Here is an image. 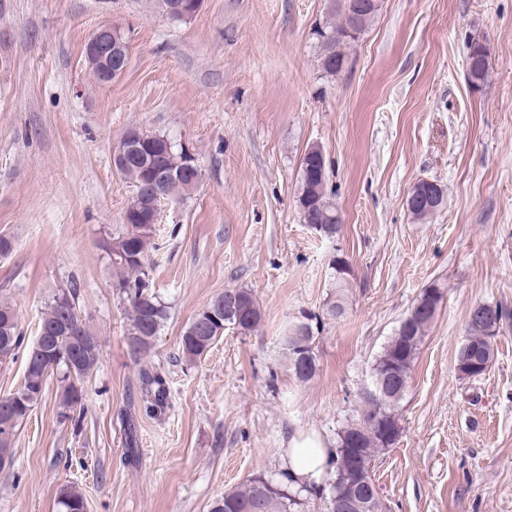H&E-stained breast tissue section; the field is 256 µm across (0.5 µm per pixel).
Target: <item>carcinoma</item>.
Returning <instances> with one entry per match:
<instances>
[{"mask_svg": "<svg viewBox=\"0 0 512 512\" xmlns=\"http://www.w3.org/2000/svg\"><path fill=\"white\" fill-rule=\"evenodd\" d=\"M350 0H331L329 19L316 31L322 52L329 53L322 69L329 75L341 72L347 62L346 48L355 43L379 9L360 14L354 34L347 31L350 17ZM180 151L159 149L152 159V166L170 170L178 167ZM135 187V194L125 211L126 231L116 238L103 240V250L112 256L128 245L135 248V259L111 262L115 287L128 304L129 328L127 338L132 353L139 358L148 353L161 327L168 318L167 306L149 288L147 264L149 252L155 248V227L138 222L137 215L149 210L156 198L146 193L150 183L141 170L133 164L122 171ZM328 175L317 179L299 178L298 207L303 222L318 224L322 235L335 236L340 230V218L335 203L326 192ZM199 182L197 172L182 171L180 183L171 186L169 193H188ZM444 200L430 197L429 202L416 209H409L417 220H424L443 206ZM241 314L233 328L240 333L254 331L260 323L258 301L248 290L239 289ZM422 302L414 303L401 320L394 335L383 347L373 364L372 389L366 393L364 408L359 419L347 422L337 432L336 446L331 449L329 488L296 486L289 473L282 471V479L254 475L242 487L224 493V498L213 507V512H305L308 501L324 500V512H331L329 505L335 491H340L351 501L361 502L375 485L372 461L376 455L392 446L399 435L400 426L395 407L403 398L411 372L426 330L436 317L441 294L436 289H426L421 294ZM474 310L480 315H471L466 324L467 336L457 357V370L461 378L478 381L487 372L495 358L493 342L488 337L496 335L501 322L508 319L506 308L497 305L479 304ZM304 322L288 327L284 344L288 350L289 368L300 381L311 379L316 372L314 342L316 336L310 322L320 321L313 315L303 316ZM37 338L41 351L31 346L26 355L23 383L17 393L23 394L18 409H3V405L15 401L14 394L0 396V461L12 462V444L17 431L27 419L35 405L44 396L48 379L61 375L59 406L64 417L74 423L80 422L84 413L83 393L80 384L96 367L99 360L97 337L78 307L77 285L55 294L42 313ZM221 338L215 331L197 334L194 324H189L181 338L182 353L188 360L208 353ZM23 335L18 327L15 310L0 302V347L18 350ZM77 357L76 382H71L67 360ZM139 380L144 392L143 408L148 416L162 412L167 404L168 389L163 378L147 368L140 370Z\"/></svg>", "mask_w": 512, "mask_h": 512, "instance_id": "obj_1", "label": "carcinoma"}]
</instances>
